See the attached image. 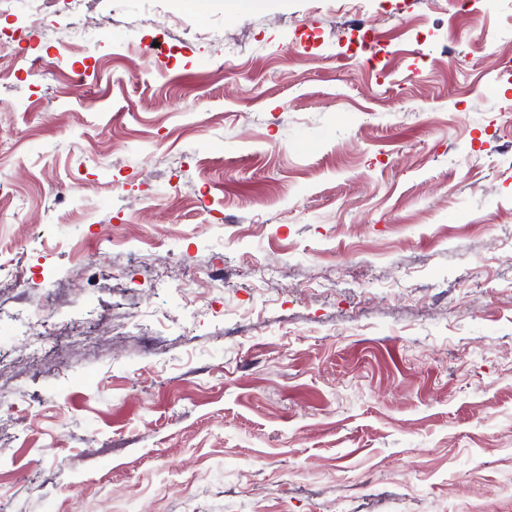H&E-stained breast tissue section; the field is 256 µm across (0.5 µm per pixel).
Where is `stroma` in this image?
Listing matches in <instances>:
<instances>
[{
  "mask_svg": "<svg viewBox=\"0 0 512 512\" xmlns=\"http://www.w3.org/2000/svg\"><path fill=\"white\" fill-rule=\"evenodd\" d=\"M8 51L10 512H512V0H73ZM52 311L98 331L30 359Z\"/></svg>",
  "mask_w": 512,
  "mask_h": 512,
  "instance_id": "1",
  "label": "stroma"
}]
</instances>
